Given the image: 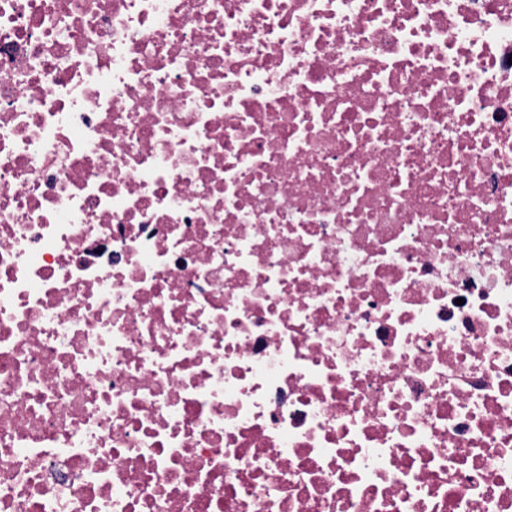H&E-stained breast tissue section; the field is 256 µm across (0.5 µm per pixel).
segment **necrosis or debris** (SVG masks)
<instances>
[{"label":"necrosis or debris","mask_w":512,"mask_h":512,"mask_svg":"<svg viewBox=\"0 0 512 512\" xmlns=\"http://www.w3.org/2000/svg\"><path fill=\"white\" fill-rule=\"evenodd\" d=\"M0 512H512V0H0Z\"/></svg>","instance_id":"4bbe7bcc"}]
</instances>
